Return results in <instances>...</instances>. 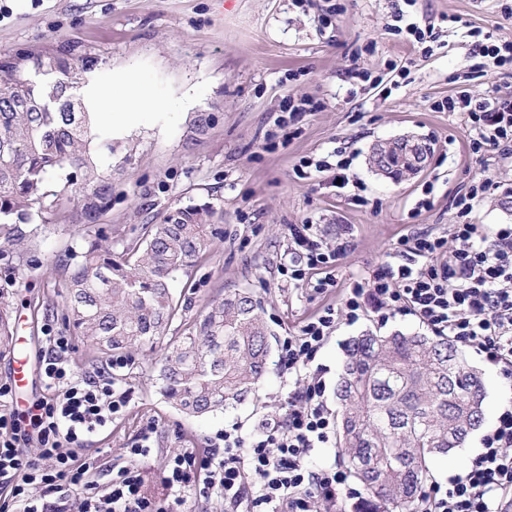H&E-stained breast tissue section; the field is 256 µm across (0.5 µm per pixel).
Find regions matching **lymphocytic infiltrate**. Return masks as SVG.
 <instances>
[{"instance_id": "obj_1", "label": "lymphocytic infiltrate", "mask_w": 512, "mask_h": 512, "mask_svg": "<svg viewBox=\"0 0 512 512\" xmlns=\"http://www.w3.org/2000/svg\"><path fill=\"white\" fill-rule=\"evenodd\" d=\"M471 73L512 70V41L472 30ZM463 113L472 131L473 153L512 149V100L472 98L460 91L440 104ZM499 183L482 175L450 201L456 222L444 236L418 230L397 241L389 259L366 276L339 282L336 265L350 247L346 234L323 244L310 224L288 227V262L282 273L313 290L341 292L339 307H326L280 337L277 367L288 392L257 432L225 429L205 451L178 448L167 455L162 490H148L142 458L152 451L155 424H148L126 451L128 462L96 489L84 451L95 436L123 415L128 392L116 373L126 360L111 356L96 376L77 375L69 360L70 339L44 325L48 344L41 359L44 392L25 411L13 407L12 387L0 383V512H181L187 498L220 495L225 512L249 504L251 512H361L360 492L337 465L314 466V449L336 442V415L328 407L325 370L317 355L344 324L371 317L386 323L409 316L433 335L473 350L512 378V224H480L479 202ZM37 441L38 457L24 445ZM51 467L40 466V459ZM82 492L72 506L74 492ZM414 512H512V400L483 435L470 466L447 481H431Z\"/></svg>"}]
</instances>
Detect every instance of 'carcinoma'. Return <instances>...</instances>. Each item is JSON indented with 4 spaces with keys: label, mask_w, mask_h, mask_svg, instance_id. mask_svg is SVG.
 Wrapping results in <instances>:
<instances>
[{
    "label": "carcinoma",
    "mask_w": 512,
    "mask_h": 512,
    "mask_svg": "<svg viewBox=\"0 0 512 512\" xmlns=\"http://www.w3.org/2000/svg\"><path fill=\"white\" fill-rule=\"evenodd\" d=\"M54 70L32 61L26 74L0 62V245L26 239L25 226L45 220L52 176L99 195L90 153L97 113L82 89L84 69L64 57ZM79 103L73 112L69 101ZM223 213L209 202L170 209L135 240H92L69 270L66 321L96 354L153 348L183 308L171 283L224 237ZM160 360L162 396L181 412L206 416L245 401L267 371L270 332L251 292L212 299ZM14 340L12 309L0 294V348ZM337 386L340 447L347 470L383 512H414L432 456L461 447L484 420L479 373L444 338L366 333L346 345Z\"/></svg>",
    "instance_id": "cac0c4a2"
}]
</instances>
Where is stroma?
<instances>
[{"label":"stroma","mask_w":512,"mask_h":512,"mask_svg":"<svg viewBox=\"0 0 512 512\" xmlns=\"http://www.w3.org/2000/svg\"><path fill=\"white\" fill-rule=\"evenodd\" d=\"M344 10L331 24L321 22L327 0H0V60L62 56L89 67L94 87L122 91L134 81L158 103L155 110L127 118L106 112L112 147H94L104 195L88 214V194L68 186L64 173L50 187L60 194L45 231L27 238L23 258L6 292L14 307L17 339L0 349V382L11 379V352L39 359L46 344L41 327L64 329L62 308L67 277L59 257L80 260L95 230L110 240L132 238L145 224H157L174 206L209 202L222 211L224 238L204 262L176 276L185 317L198 315L218 294L253 293L273 336L297 329L323 308L339 306V291L318 294L289 283L281 273L288 260V227L316 224L327 241L350 225L352 247L337 265L339 280L371 272L387 259L394 243L416 228L443 235L454 214L450 198L473 176L499 181L496 196L480 203L481 224H512V154L472 153L470 128L461 113L439 110L460 89L475 97H512V77L491 74L466 82L472 37L479 28L512 41V0H416L407 21L425 26L442 17L461 18L435 42L410 44L395 33L398 0H339ZM408 68L395 81L392 65ZM382 78L372 87L350 77V68ZM196 103L181 110L182 100ZM318 102V110L298 119L287 144L266 149V137L286 98ZM209 119L204 135L190 128L198 116ZM413 135L427 143L426 168L395 182L369 164L381 140ZM353 155L351 171L363 184L366 204L337 195L330 172L300 174L306 160L327 157L336 147ZM433 184L432 204L417 210L424 184ZM422 327L408 317L386 325L364 319L341 326L318 355L330 408H337L336 382L343 346L371 331L413 334ZM154 351L128 354L116 385L128 390L125 415L92 439L86 452L96 483L105 466L120 467L124 450L148 423L158 433L142 459L150 490H160L166 453L173 448H207L233 423L253 429L273 412L284 382L277 369L246 401L223 413L190 417L159 393ZM467 362L482 374L487 422H494L512 385L470 349Z\"/></svg>","instance_id":"stroma-1"}]
</instances>
